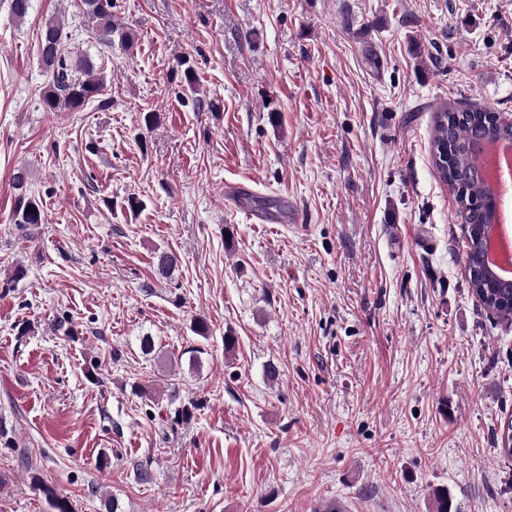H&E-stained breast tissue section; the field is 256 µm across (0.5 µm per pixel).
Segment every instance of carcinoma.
Instances as JSON below:
<instances>
[{
	"label": "carcinoma",
	"instance_id": "obj_1",
	"mask_svg": "<svg viewBox=\"0 0 512 512\" xmlns=\"http://www.w3.org/2000/svg\"><path fill=\"white\" fill-rule=\"evenodd\" d=\"M81 10L88 31L96 43L107 49L112 42L119 40L128 46L133 42V34L118 27L113 21V0H80ZM69 33L60 19H50L43 26L38 39L37 52L45 67L46 82L40 89V100L46 112H79L91 101L104 96L105 83L93 63L88 59H76L68 51ZM464 120H457L454 110L443 108L436 113L433 125L434 153L448 146L452 164L439 168L440 177L455 192L459 214L467 224L470 238L479 234L484 224L483 214L474 209V200L481 197L485 190L473 177L475 147L485 130L486 119L483 109L462 111ZM20 194L16 199L14 223L20 228L30 224L44 223L42 204L27 193L24 183H16Z\"/></svg>",
	"mask_w": 512,
	"mask_h": 512
}]
</instances>
